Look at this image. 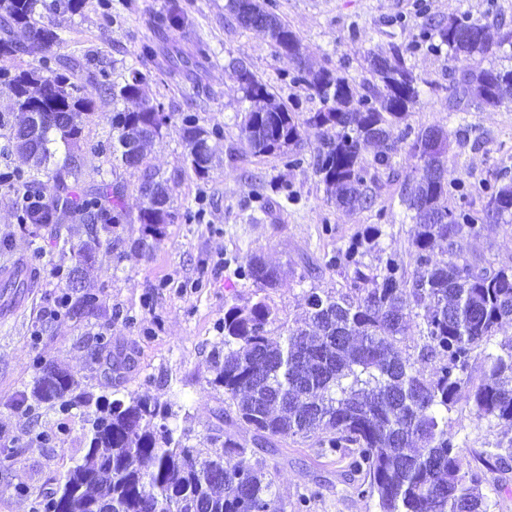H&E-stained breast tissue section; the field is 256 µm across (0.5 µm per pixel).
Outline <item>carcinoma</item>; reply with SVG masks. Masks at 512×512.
I'll return each instance as SVG.
<instances>
[{"mask_svg": "<svg viewBox=\"0 0 512 512\" xmlns=\"http://www.w3.org/2000/svg\"><path fill=\"white\" fill-rule=\"evenodd\" d=\"M41 0H0V27L24 28L29 39L16 44L0 38V57L18 52L38 57L58 40L54 28L40 24ZM226 9L245 26V19L264 21L266 34L279 57L297 74V81L322 107L301 120L269 90L266 83L241 61L232 72L247 104L241 113L239 139L226 152L233 165L244 154L278 152L300 161L302 128L317 129L322 148L313 157L330 198L339 207L372 204L370 168L392 165L406 137L416 166L407 178L402 203L413 212L412 246L418 268L406 277L393 255L378 274L362 270L357 248L338 252L332 266L354 267L353 288L335 295L311 288L305 297V317L293 327L282 325L278 335L275 309L260 297L241 306L224 302L219 331L224 348L213 353V384L224 389V402L233 408L236 424L256 441L305 440L320 431L322 455L347 461L360 479L353 492L376 501L379 512H491L482 492L481 476L465 472L461 448L448 429V413L461 394L472 404L478 419L512 424V344L488 350L491 337L512 323V268L478 269L457 252V240L477 231L478 224L512 223V183L468 184L452 176L448 166V133L427 127L403 138L392 129L405 120L419 101L418 78L406 65V50L392 43L370 51L366 62L374 82L359 92L349 79L326 66L313 67L297 35L268 9L265 0H228ZM429 49L447 48L452 54L486 56L493 53L487 28L468 15L448 22H426ZM147 76L129 72L112 85V100H141L143 111L112 108V157L127 168L142 172L150 195L142 201L136 221L148 227L172 218L169 180L145 160L127 151L141 136L153 141L161 135L169 116L147 96ZM11 96L26 104L45 95L47 111L55 113L39 129L41 162L37 174L50 183V206L33 222L30 233L52 224L58 209H68L77 221L78 241L71 233L54 230L58 251L72 260L66 288L84 274L101 248L115 250L124 244L118 225L126 215L124 189L103 182L96 200L81 205L76 186L82 171L76 157L50 167L54 148L76 145L93 104L82 87L65 73L44 76L24 70L9 80ZM448 111L466 112L471 106L499 107L512 103V69L482 68L452 77ZM66 113L69 121L58 123ZM183 140L186 162L204 179L214 164L208 132L188 122ZM371 145L380 147L372 161L364 156ZM475 193L488 197L482 215L448 207V197L465 199ZM448 244V259L435 249ZM239 275L257 287L275 288L283 280L280 267L251 256L239 266ZM420 327L417 361L403 349L409 321ZM487 367L479 382L469 374L476 350ZM24 401L47 404L67 411L95 405L92 435L82 459L66 474L59 490L36 500L31 512H92L91 505L107 504L109 512H280L272 479L250 457L248 441L231 433L213 435L223 451L211 455L190 443L167 419L171 405L145 397L127 401L97 399L81 388L66 370L39 364L30 393ZM512 459V447H497L480 454L482 464L494 470Z\"/></svg>", "mask_w": 512, "mask_h": 512, "instance_id": "1", "label": "carcinoma"}]
</instances>
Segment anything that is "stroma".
<instances>
[{
	"label": "stroma",
	"mask_w": 512,
	"mask_h": 512,
	"mask_svg": "<svg viewBox=\"0 0 512 512\" xmlns=\"http://www.w3.org/2000/svg\"><path fill=\"white\" fill-rule=\"evenodd\" d=\"M227 0H85L74 15L41 12L44 23H60V41L45 57L22 53L0 59L15 73L30 67L43 75L62 72L78 59L75 76L94 102L95 114L75 149L83 176L78 192L91 196L101 181L120 180L124 202L137 212L141 174L112 167L108 115L112 97L105 89L119 76L137 69L148 75L147 93L170 114L169 123L148 149V161L173 189L169 224L148 255L132 250L99 251L88 286L98 307L83 316L62 310L59 318L44 312L65 292L70 259L59 258L50 229L29 234L16 222L11 192H0V265L26 263L37 274L26 303L0 320V448L18 445L20 453L0 467V512H30L34 494L55 492L65 472L83 456L91 423L87 408L63 414L42 405L30 409L20 395L31 387L37 363L68 370L93 397H150L178 405L171 426L189 432L192 444L223 429L236 433L225 418L223 388L213 386L211 354L222 337L218 325L225 300L253 297L251 281L236 274L246 258L258 255L282 266L285 281L267 290L281 324L294 325L304 311V294L318 288L345 293L350 272L330 267L337 251L361 244L363 262L378 267L394 255L405 275L417 269L411 244L414 224L401 204L405 181L415 160L401 149L387 170L375 177L370 207H336L316 173L312 156L320 145L315 129H305L301 162L289 165L278 153L243 155L236 166L221 163L202 180L185 161V120L207 130L210 144L225 155L238 135L241 93L230 64L239 60L270 91L301 114L319 102L292 81L288 63L268 38L229 21ZM299 37L310 60L340 69L355 86L371 81L364 57L369 50L398 44L421 79L420 101L404 124L411 130L429 126L454 129L466 124L467 138L450 141L449 165L464 181L512 182V104L449 113L442 86L448 71L512 67V44L492 55L451 56L434 52L422 40L426 20L444 21L467 14L487 24L492 39L512 29V0H269ZM178 7L182 25L171 29L166 17ZM181 46L192 57L189 67H173L169 53ZM378 227L366 243L369 227ZM464 255L480 267H512V223L488 224L460 241ZM106 333L111 360H94L88 346ZM462 447L464 469L480 470L479 453L512 443V425L476 420L466 399H459L448 419ZM54 434L48 446L32 443L34 433ZM319 435L305 440L261 443L252 458L269 472L281 512H378L375 501L354 494L344 461L319 454Z\"/></svg>",
	"instance_id": "35a3bbf8"
}]
</instances>
